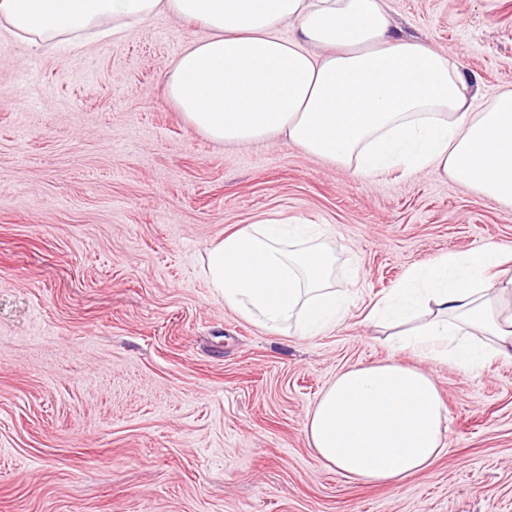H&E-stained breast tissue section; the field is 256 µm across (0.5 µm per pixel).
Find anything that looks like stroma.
I'll return each instance as SVG.
<instances>
[{
    "label": "stroma",
    "instance_id": "obj_1",
    "mask_svg": "<svg viewBox=\"0 0 512 512\" xmlns=\"http://www.w3.org/2000/svg\"><path fill=\"white\" fill-rule=\"evenodd\" d=\"M386 3L478 97L512 89V0ZM202 35L162 13L56 54L0 30V512H512V359L465 375L365 318L409 267L512 245V207L428 167L209 139L164 92ZM261 218L321 225L357 283L338 325L269 333L208 287L207 249ZM392 358L431 372L444 449L396 485L348 478L307 419Z\"/></svg>",
    "mask_w": 512,
    "mask_h": 512
}]
</instances>
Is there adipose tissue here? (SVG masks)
<instances>
[{
    "label": "adipose tissue",
    "mask_w": 512,
    "mask_h": 512,
    "mask_svg": "<svg viewBox=\"0 0 512 512\" xmlns=\"http://www.w3.org/2000/svg\"><path fill=\"white\" fill-rule=\"evenodd\" d=\"M160 13L206 30L175 60L166 92L208 138L283 134L356 173L430 167L512 205V90L476 102L453 57L392 31L386 0H0V29L55 50L89 30L120 39L128 23ZM333 262L315 225L264 219L212 245L201 272L258 327L316 336L353 295L334 287ZM423 298L431 317L397 350L465 373L512 359V247L484 243L413 267L367 317L402 320ZM445 421L431 376L390 360L339 374L306 433L346 477L393 485L440 455Z\"/></svg>",
    "instance_id": "adipose-tissue-1"
}]
</instances>
